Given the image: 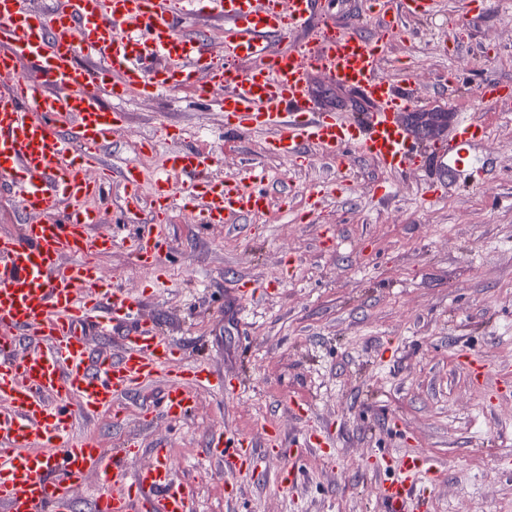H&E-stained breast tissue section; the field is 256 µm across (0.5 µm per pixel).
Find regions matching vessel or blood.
I'll use <instances>...</instances> for the list:
<instances>
[{"instance_id":"obj_1","label":"vessel or blood","mask_w":512,"mask_h":512,"mask_svg":"<svg viewBox=\"0 0 512 512\" xmlns=\"http://www.w3.org/2000/svg\"><path fill=\"white\" fill-rule=\"evenodd\" d=\"M422 0H378L382 24L369 35L352 26L324 27L314 49L287 45L318 9V0H58L35 13L24 0H0V75L11 76L0 95V188L30 215L0 236V512H73L76 492L95 478V512H193L195 487L178 480L156 448L128 471L139 440L104 450L91 435H76L74 416L110 412L121 394L163 378L156 411L168 419L191 415L196 392L223 387L211 366H184L186 350L153 321L139 318L141 298L104 283L94 262L123 235L139 266L160 272L169 247L163 223L96 230L88 207L110 181L123 189L122 216L141 208L143 171L133 161L118 174L100 153L125 122L105 105L128 91L151 97L164 88L225 87L227 130L240 135L268 128L270 151L287 161L329 156L345 168L352 155L404 172L432 164L427 194L437 199L446 181L471 168L487 179L475 155L485 132L474 115L455 113L447 144L421 149L401 120L417 102L411 79L386 74L384 48L398 36V19L421 14ZM206 10L224 19V51L185 34L179 14ZM92 57L78 65L79 55ZM252 60L247 72L231 63ZM33 65L19 74L21 61ZM360 93L371 110L345 120L318 106L309 77ZM214 155L192 147L168 152L154 186L160 202L184 200L202 224H234L263 213L271 201L265 170L215 182L203 178ZM110 336L119 350L103 355L90 336ZM208 453L225 472L257 475L251 439L216 430ZM377 488L383 512H420L432 472L422 454L390 459Z\"/></svg>"}]
</instances>
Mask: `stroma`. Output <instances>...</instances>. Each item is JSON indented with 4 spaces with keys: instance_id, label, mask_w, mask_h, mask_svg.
I'll list each match as a JSON object with an SVG mask.
<instances>
[{
    "instance_id": "35a3bbf8",
    "label": "stroma",
    "mask_w": 512,
    "mask_h": 512,
    "mask_svg": "<svg viewBox=\"0 0 512 512\" xmlns=\"http://www.w3.org/2000/svg\"><path fill=\"white\" fill-rule=\"evenodd\" d=\"M372 0H330L296 43L322 25L370 31ZM388 49L389 73L410 77L416 114L474 112L486 128L478 155L484 187L460 177L433 202L429 178L380 169L356 155L347 169L355 189L309 211L307 193L335 180L328 160L297 166L266 151L269 131L224 144V88L205 99L165 90L150 99L128 92L124 130L103 149L104 167L139 163L144 209L153 174L168 151L207 141L209 176L243 174L248 165L272 179L266 214L235 224L201 225L172 205L165 287L143 278L128 248L115 242L95 256L101 276L143 299L142 313L188 350V363L224 374V388L198 394L179 421L148 414L164 383L122 395L111 413L77 416L76 432L110 448L135 437L144 447L129 470L149 461L156 443L178 478L195 482V512H381L377 486L384 460L422 453L434 466L426 512H512V387L475 367L512 362V109H475L485 78L512 85V0L489 13L462 15L460 0H435L430 16L406 23ZM461 76L445 99L449 72ZM257 287L242 298V283ZM307 410L296 416L294 406ZM245 436L275 427L300 447L296 482L282 488L283 460L262 454L257 478H234L207 455L211 433ZM324 427L334 446L303 447Z\"/></svg>"
}]
</instances>
